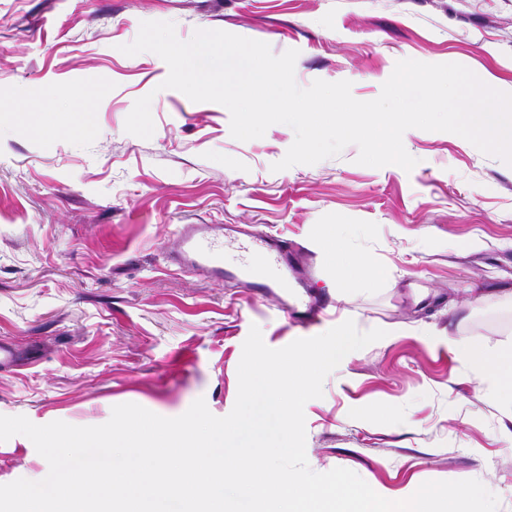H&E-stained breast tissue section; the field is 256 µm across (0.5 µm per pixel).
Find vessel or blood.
Instances as JSON below:
<instances>
[{
    "instance_id": "1",
    "label": "vessel or blood",
    "mask_w": 512,
    "mask_h": 512,
    "mask_svg": "<svg viewBox=\"0 0 512 512\" xmlns=\"http://www.w3.org/2000/svg\"><path fill=\"white\" fill-rule=\"evenodd\" d=\"M301 249L298 242L279 235L221 224H178L166 242L174 266L239 285L258 299L303 281L292 262Z\"/></svg>"
}]
</instances>
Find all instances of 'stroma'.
Listing matches in <instances>:
<instances>
[{
  "label": "stroma",
  "mask_w": 512,
  "mask_h": 512,
  "mask_svg": "<svg viewBox=\"0 0 512 512\" xmlns=\"http://www.w3.org/2000/svg\"><path fill=\"white\" fill-rule=\"evenodd\" d=\"M144 21L173 23L183 41L223 30L298 50L299 87L347 80L360 101L402 59L512 87V0H0V342L37 356L0 372V415L96 426L118 404L177 417L201 398L223 417L251 326L278 349L351 319L386 335L306 403L310 468L350 469L389 499L475 479L512 512V405L448 346L512 347V166L413 128L409 172L357 164L354 145L272 171L293 130L239 141L224 106L163 88L159 56L120 50ZM148 94L155 130L142 139L125 120ZM74 112L89 135L63 131ZM173 224L299 241L331 317L306 328L276 298L176 270L163 257ZM332 224L384 271L344 298L323 245ZM48 469L27 437L0 442V484Z\"/></svg>",
  "instance_id": "1"
}]
</instances>
